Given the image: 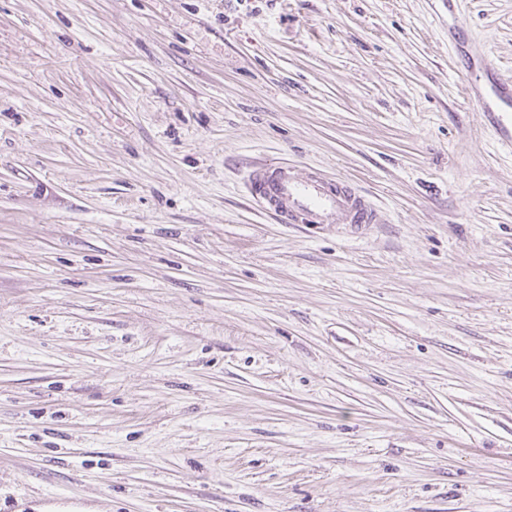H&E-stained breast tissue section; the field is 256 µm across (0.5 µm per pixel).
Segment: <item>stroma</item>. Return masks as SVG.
Masks as SVG:
<instances>
[{
    "instance_id": "stroma-1",
    "label": "stroma",
    "mask_w": 512,
    "mask_h": 512,
    "mask_svg": "<svg viewBox=\"0 0 512 512\" xmlns=\"http://www.w3.org/2000/svg\"><path fill=\"white\" fill-rule=\"evenodd\" d=\"M512 75V0H461ZM443 0H0V512H512V160ZM258 162L364 236L281 224ZM246 185L261 208L283 224L361 232L381 224L379 210L363 195L343 180H327L315 169L299 175L288 165L256 166Z\"/></svg>"
}]
</instances>
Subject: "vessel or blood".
<instances>
[{
    "mask_svg": "<svg viewBox=\"0 0 512 512\" xmlns=\"http://www.w3.org/2000/svg\"><path fill=\"white\" fill-rule=\"evenodd\" d=\"M471 55L490 80L482 87L468 85L467 93L481 104L496 148L512 156V76L496 73L480 43L472 44ZM246 185L261 208L284 224L362 232L380 221L378 209L347 182L327 180L314 169L300 175L285 165L256 166L249 171Z\"/></svg>",
    "mask_w": 512,
    "mask_h": 512,
    "instance_id": "1",
    "label": "vessel or blood"
}]
</instances>
